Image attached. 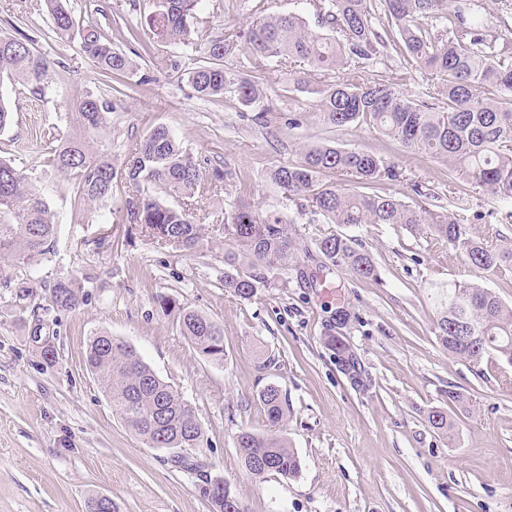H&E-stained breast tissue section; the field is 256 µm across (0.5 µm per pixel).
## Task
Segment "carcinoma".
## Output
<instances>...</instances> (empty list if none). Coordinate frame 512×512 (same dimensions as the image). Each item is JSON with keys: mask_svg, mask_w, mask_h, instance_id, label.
Returning <instances> with one entry per match:
<instances>
[{"mask_svg": "<svg viewBox=\"0 0 512 512\" xmlns=\"http://www.w3.org/2000/svg\"><path fill=\"white\" fill-rule=\"evenodd\" d=\"M201 0H156L148 26L173 46L196 44L194 19ZM317 19L309 28L300 15H268L222 39L203 43L207 62L201 65L177 56L165 59L171 70L187 77L200 98H224L233 93L258 118L273 111L256 80H243L224 60L243 49L256 60L274 58L297 63L310 79L325 82L318 91L316 110L325 124L337 129L366 125L399 144L448 164L458 194L478 191L490 202L512 205V0H498L504 30L493 33L488 21L469 13L456 0H306ZM53 31L61 40L78 33L80 53L111 80L127 73L133 60L112 48L95 26L75 30L70 0H44ZM397 55L407 64L439 77L434 95L446 106L438 109L425 101L406 97L394 85L365 78L366 62ZM54 61L38 53L23 36H0V75L40 95L52 79ZM112 103L92 93L84 94L77 122L87 131L107 123ZM50 175L64 177L79 204L92 209L108 207L113 183L123 178L133 189L126 201V221L163 245L190 251L203 240L194 208L166 205L161 196L193 198L204 190L199 164L183 150L164 125L153 127L122 170L112 159L93 149L87 138H67L50 148L44 159ZM375 185L399 177L398 165L364 151L316 144L305 148L301 161L274 164L267 178L285 197H302L315 222L363 226L398 224L413 236L448 244L471 269L474 282H455L439 295L434 328L448 354L477 364L494 352L512 363V306L504 303L480 280L512 265L506 251L474 238L466 216L430 208L431 193L415 183L418 197L410 205L395 196L348 191L324 177ZM224 239L236 250L224 257V290L242 300L268 288L276 272L295 258V240L289 225L274 212L260 213L242 204L224 213L219 225ZM57 224L46 199L10 157L0 156V270L29 265L50 252ZM315 247L324 266L347 270L359 281H377L374 257L358 239L338 231L322 232ZM88 294L73 278H63L50 288V301L59 311L87 302ZM161 309L174 315L180 332L201 353L224 358V331L209 317L173 298ZM337 324L326 325L324 344L339 355L344 343L333 333L345 328L349 314H336ZM86 368L95 374L112 411L149 448H198L203 431L193 407L145 363L127 342L107 330L90 337ZM271 423L285 420L280 390L266 386L259 394ZM431 428L447 434L453 420L444 409L428 415ZM242 463L250 474L262 478L278 474L293 478L301 460L282 436L244 431L237 436ZM210 512H244L229 486L224 494L210 495L202 488Z\"/></svg>", "mask_w": 512, "mask_h": 512, "instance_id": "cac0c4a2", "label": "carcinoma"}]
</instances>
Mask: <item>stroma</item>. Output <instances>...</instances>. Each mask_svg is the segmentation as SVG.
Returning a JSON list of instances; mask_svg holds the SVG:
<instances>
[{
  "mask_svg": "<svg viewBox=\"0 0 512 512\" xmlns=\"http://www.w3.org/2000/svg\"><path fill=\"white\" fill-rule=\"evenodd\" d=\"M77 25L97 24L123 52L148 43L124 77L105 81L76 44L52 30L43 0H0V31L22 34L56 60L53 80L40 95L0 78V96L14 121L0 132V151L28 171L57 217L53 252L32 266L0 277V512H84L89 497L111 496L119 512H210L198 471L224 478L245 512H512V364L489 355L477 365L449 355L435 335L438 287L471 280L447 246L414 238L398 225L345 227L375 258L377 282H360L340 268L325 269L312 246L320 227L306 201L285 199L266 169L297 162L305 146L330 144L396 161L399 180L383 194L412 202L411 184L430 189L432 204H464L476 220L472 235L512 248L506 206L471 194L459 200L448 167L402 148L363 126H326L317 93L298 88L287 67L255 64L238 53L228 65L259 80L272 106L255 120L233 94L198 98L158 60L174 48L158 41L141 16L152 0H70ZM306 0H202L194 27L202 37L272 14H307ZM371 80L396 84L419 98L430 75L391 60L366 68ZM109 100L95 148L123 166L135 145L157 125L174 134L206 172L220 171L196 214L209 224L242 202L275 211L298 240L288 270L250 300L221 284L231 243L205 238L194 251L158 244L138 226L113 222L108 211L75 204L66 183L47 188L34 170L35 149L49 131L83 136L76 121L85 93ZM74 277L89 293L71 312L54 309L49 287ZM27 282V296L16 285ZM177 298L224 328V359L210 360L181 335L160 301ZM360 364L351 380L324 341L337 311ZM132 345L157 375L191 404L204 431L200 447L177 466L168 449L149 448L112 408L88 373L89 336L99 330ZM57 351L53 365L40 356L43 341ZM276 385L288 403L271 426L258 394ZM455 389L469 408L454 415L447 437L430 427L431 410L448 404ZM278 431L301 459L298 477L259 479L242 466V431Z\"/></svg>",
  "mask_w": 512,
  "mask_h": 512,
  "instance_id": "obj_1",
  "label": "stroma"
}]
</instances>
